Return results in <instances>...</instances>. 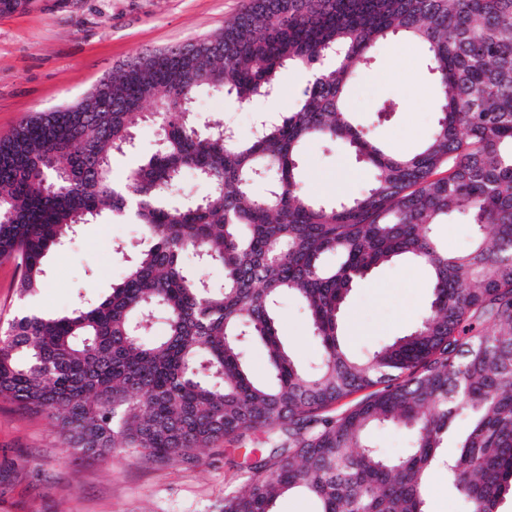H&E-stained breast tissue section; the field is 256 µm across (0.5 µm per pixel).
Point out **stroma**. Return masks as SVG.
I'll list each match as a JSON object with an SVG mask.
<instances>
[{
  "label": "stroma",
  "instance_id": "35a3bbf8",
  "mask_svg": "<svg viewBox=\"0 0 512 512\" xmlns=\"http://www.w3.org/2000/svg\"><path fill=\"white\" fill-rule=\"evenodd\" d=\"M247 0H27L0 11V136L39 112L73 105L89 94L112 69L131 57L217 34ZM401 57L419 82L400 76L374 81L375 72ZM349 105L366 131L393 154L415 152L436 121L434 83L426 53L417 42L394 37L376 52L349 90ZM397 102L396 112L377 120L378 102ZM258 103L239 106L217 92L200 93L199 124L232 127L243 138L254 132ZM300 188L310 197L340 202L332 185L349 180V195L370 181L367 166L341 144L311 143L302 157ZM143 242L140 225L91 223L78 227L64 246L47 258L48 276L38 297L42 313L64 314L83 301L107 295L121 281ZM404 261L376 269L349 294L342 318L343 340L356 356L407 334L431 300L427 270L409 275ZM15 264L0 263V331L25 314ZM278 330L293 359L315 369L321 348L304 306L287 294L277 306ZM263 431L239 443H226L188 461L157 462L125 450L107 458L88 457L66 448L55 427L0 399V512H212L225 492L241 487L242 466L255 448L270 449Z\"/></svg>",
  "mask_w": 512,
  "mask_h": 512
}]
</instances>
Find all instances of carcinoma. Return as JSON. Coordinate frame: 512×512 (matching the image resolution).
<instances>
[{
	"label": "carcinoma",
	"mask_w": 512,
	"mask_h": 512,
	"mask_svg": "<svg viewBox=\"0 0 512 512\" xmlns=\"http://www.w3.org/2000/svg\"><path fill=\"white\" fill-rule=\"evenodd\" d=\"M397 35L425 47L437 89L436 123L410 155L387 152L345 108L359 65ZM289 67L313 79L293 111L263 118L252 137L197 124L200 90L248 105L278 92ZM110 93L106 120L91 102L0 138V262L17 264L28 297L45 285L48 253L81 224L130 218L149 245L105 298L11 321L0 398L98 457L134 449L191 460L251 431L271 434L275 449L216 512H274L296 489L321 512H425L439 448L462 416L448 484L470 512H498L512 495V0H251L212 38L129 60ZM140 120L155 125L158 148L116 181L111 157L132 149ZM322 139L373 173L337 205L299 187L301 155ZM186 170L210 191L176 203L169 190ZM455 214L473 226L463 253L434 233ZM187 251L223 268L224 286L185 274ZM397 258L430 271V304L409 334L355 357L341 336L347 297ZM284 293L302 299L322 345L313 372L279 336ZM157 308L166 334L149 340ZM245 328L265 344L269 384L241 356ZM380 426L413 431L414 448L383 457L366 437Z\"/></svg>",
	"instance_id": "cac0c4a2"
}]
</instances>
